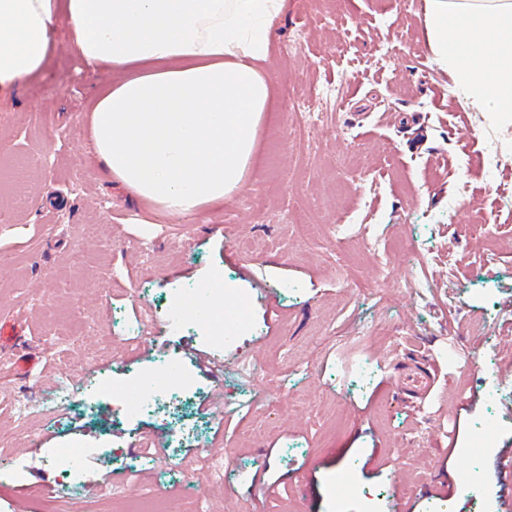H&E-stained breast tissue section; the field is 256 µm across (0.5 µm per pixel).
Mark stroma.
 <instances>
[{"instance_id":"35a3bbf8","label":"stroma","mask_w":512,"mask_h":512,"mask_svg":"<svg viewBox=\"0 0 512 512\" xmlns=\"http://www.w3.org/2000/svg\"><path fill=\"white\" fill-rule=\"evenodd\" d=\"M409 2L288 0L247 186L180 223L89 153L84 115L112 73L79 60L59 19L45 73L0 96V162L24 161L27 181L21 200L0 187V320L36 359L21 377L0 353V466L24 468L0 484V512H124L141 492L169 512L188 495L204 512H389L398 495L470 512L435 494L466 475L483 512L512 500L497 469L512 449V126L466 104ZM304 78L321 91L314 130L291 109ZM215 279L244 317L220 349L219 319L168 322ZM197 350L228 356L222 378ZM418 358L440 369L422 403L387 384ZM163 359L189 387L164 414L120 411ZM67 375L112 394L61 400ZM20 400L52 408L23 419ZM153 437L183 443L149 455ZM82 444L104 451L73 492L52 451Z\"/></svg>"}]
</instances>
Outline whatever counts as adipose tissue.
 Wrapping results in <instances>:
<instances>
[{
  "label": "adipose tissue",
  "mask_w": 512,
  "mask_h": 512,
  "mask_svg": "<svg viewBox=\"0 0 512 512\" xmlns=\"http://www.w3.org/2000/svg\"><path fill=\"white\" fill-rule=\"evenodd\" d=\"M288 0H0V94L48 66L57 22L111 69L86 115L109 177L156 214L199 215L247 185ZM424 45L463 97L512 126V0H422Z\"/></svg>",
  "instance_id": "1"
}]
</instances>
